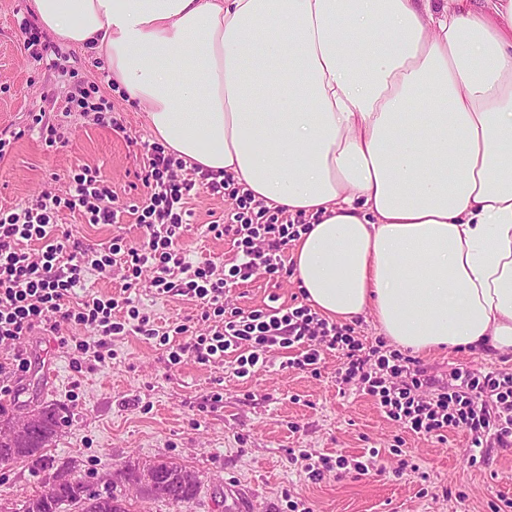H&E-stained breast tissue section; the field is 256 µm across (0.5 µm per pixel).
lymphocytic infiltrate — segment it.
Wrapping results in <instances>:
<instances>
[{
  "label": "lymphocytic infiltrate",
  "mask_w": 512,
  "mask_h": 512,
  "mask_svg": "<svg viewBox=\"0 0 512 512\" xmlns=\"http://www.w3.org/2000/svg\"><path fill=\"white\" fill-rule=\"evenodd\" d=\"M184 162L151 146L146 155L141 204L132 206L145 238L130 243L113 237L108 246L80 247L57 219L61 210L83 213L88 223L113 224L118 219L117 197L99 169L84 165L69 175L66 195L43 194L36 204L0 209V347L11 356L0 362V382L26 371L30 362L15 343L33 328L50 332L65 324L89 326L103 336L138 333L170 346L171 362L191 355L198 362L228 361L234 374L245 377L266 366L276 350L292 351L282 368L317 372L325 352L341 355L336 382L342 390L373 397L386 417L418 435H440L460 429L470 437L471 454L512 447V373L482 368H456L447 379L427 373L419 360L385 341L366 346L353 327L319 317L305 305L244 311L228 306L224 295L233 285L257 276L288 278L293 266L285 250L298 239L301 227L283 218L281 211L257 206L249 189L233 176L196 181L180 177ZM202 189L231 198L234 206L223 222L210 224L214 237L228 238L235 252L225 269L206 262L193 264L180 255L179 240L188 214L187 203ZM41 242L39 259L22 244ZM181 278L169 280L171 267ZM120 268L123 279L134 283L144 271H155L159 296H189L199 301L202 319L216 322L213 332L200 334L181 324L173 332L153 328L131 297L87 296L78 306L69 300L84 287V273L104 275ZM184 341L171 345V334Z\"/></svg>",
  "instance_id": "lymphocytic-infiltrate-1"
}]
</instances>
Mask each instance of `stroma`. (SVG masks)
Listing matches in <instances>:
<instances>
[{"instance_id": "1", "label": "stroma", "mask_w": 512, "mask_h": 512, "mask_svg": "<svg viewBox=\"0 0 512 512\" xmlns=\"http://www.w3.org/2000/svg\"><path fill=\"white\" fill-rule=\"evenodd\" d=\"M31 0H0V130L17 138L0 159V207L25 205L42 190L65 192L67 176L81 165L100 168L112 181L119 223L90 224L80 213L62 211L59 223L72 239L95 247L115 236L137 242L143 230L129 206L140 202L144 147L152 143L145 113L116 93L111 74L94 53L65 49L61 67L36 62L24 48L18 22L31 16ZM91 88L119 113L117 133L70 111L75 87ZM58 125L65 147L41 142L40 123ZM192 215L180 246L192 263L224 265L234 252L207 230L231 209L229 198L203 191L188 204ZM145 272L131 296L156 329L188 322L207 329L195 299L162 297ZM243 310L267 305L300 306L296 278L279 282L257 277L227 295ZM20 345L32 365L0 392V406L19 416L39 403L55 404L65 424L48 448L49 457L70 465L90 488H107L116 471L133 461L171 460L195 471L200 489L193 503L177 509L145 494H133L131 512H491L489 505L512 499V447L489 449L482 466L468 462V435L451 430L445 439L417 436L388 420L374 400L340 393L341 359L326 353L319 374L279 366L236 377L226 364L169 360L167 347L139 335L111 336L81 325L55 333L40 328ZM429 374L445 377L454 367L512 373V354L457 348L421 357ZM412 455L419 472L394 475L392 444ZM378 451L387 468L373 477L325 473L299 477L295 454L358 460ZM50 472L30 461L0 466V500L22 505L41 489Z\"/></svg>"}]
</instances>
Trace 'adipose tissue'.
<instances>
[{
    "label": "adipose tissue",
    "mask_w": 512,
    "mask_h": 512,
    "mask_svg": "<svg viewBox=\"0 0 512 512\" xmlns=\"http://www.w3.org/2000/svg\"><path fill=\"white\" fill-rule=\"evenodd\" d=\"M166 153L308 218L322 316L512 354V0H32Z\"/></svg>",
    "instance_id": "obj_1"
}]
</instances>
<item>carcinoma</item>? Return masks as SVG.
Returning <instances> with one entry per match:
<instances>
[{"instance_id": "obj_1", "label": "carcinoma", "mask_w": 512, "mask_h": 512, "mask_svg": "<svg viewBox=\"0 0 512 512\" xmlns=\"http://www.w3.org/2000/svg\"><path fill=\"white\" fill-rule=\"evenodd\" d=\"M33 412L37 415V421L21 437L10 433L13 417L0 411L1 466L21 458L30 459L43 468L52 464L44 450L58 437L64 425L63 417L58 408L51 405L37 407ZM161 482V488L151 493V497L163 499L177 507L193 501L199 489V484H185L178 474L168 470L161 472ZM64 505H78L81 512H130L123 503L122 494L111 488L103 493L94 491L75 477L57 488L51 486V481H45L40 494L25 501L20 510L11 508V512H61Z\"/></svg>"}]
</instances>
